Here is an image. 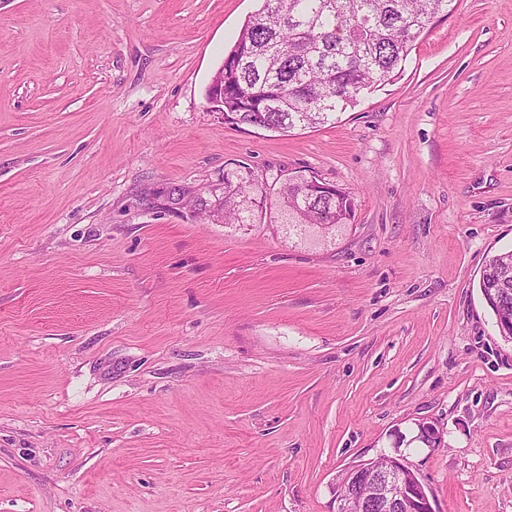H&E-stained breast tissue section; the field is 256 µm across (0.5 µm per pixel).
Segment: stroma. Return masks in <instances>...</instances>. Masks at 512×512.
Masks as SVG:
<instances>
[{
	"mask_svg": "<svg viewBox=\"0 0 512 512\" xmlns=\"http://www.w3.org/2000/svg\"><path fill=\"white\" fill-rule=\"evenodd\" d=\"M259 6L0 0V512H334L383 452L438 512H512L478 288L512 250V0H453L399 79L288 132L206 98ZM244 168L266 216L212 222ZM290 172L354 223L277 222ZM509 273L512 270V251L502 252L492 256L485 265L482 277L479 281V289L481 292V285L483 281H497L504 270Z\"/></svg>",
	"mask_w": 512,
	"mask_h": 512,
	"instance_id": "1",
	"label": "stroma"
}]
</instances>
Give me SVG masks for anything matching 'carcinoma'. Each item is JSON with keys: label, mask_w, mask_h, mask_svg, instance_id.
<instances>
[{"label": "carcinoma", "mask_w": 512, "mask_h": 512, "mask_svg": "<svg viewBox=\"0 0 512 512\" xmlns=\"http://www.w3.org/2000/svg\"><path fill=\"white\" fill-rule=\"evenodd\" d=\"M452 0H262L224 62V123L288 131L336 122L359 97L397 80L419 38ZM224 223L252 224L267 187L252 172L224 173ZM283 224H351L350 191L307 194L281 179ZM512 270V251L492 256L482 279Z\"/></svg>", "instance_id": "obj_1"}]
</instances>
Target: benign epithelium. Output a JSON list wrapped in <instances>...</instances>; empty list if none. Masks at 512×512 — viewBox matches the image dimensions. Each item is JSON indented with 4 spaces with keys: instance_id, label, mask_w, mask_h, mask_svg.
Wrapping results in <instances>:
<instances>
[{
    "instance_id": "1",
    "label": "benign epithelium",
    "mask_w": 512,
    "mask_h": 512,
    "mask_svg": "<svg viewBox=\"0 0 512 512\" xmlns=\"http://www.w3.org/2000/svg\"><path fill=\"white\" fill-rule=\"evenodd\" d=\"M298 180L318 196L335 189L314 173ZM377 461V467L368 461L345 468L341 483L332 486L334 512H435L422 485L409 486L413 472L402 456L382 453Z\"/></svg>"
}]
</instances>
